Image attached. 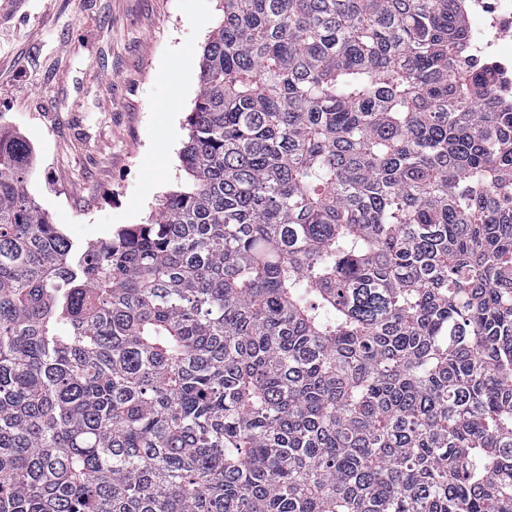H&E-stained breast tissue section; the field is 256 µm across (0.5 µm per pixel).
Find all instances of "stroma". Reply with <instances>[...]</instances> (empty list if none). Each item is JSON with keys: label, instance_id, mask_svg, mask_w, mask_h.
<instances>
[{"label": "stroma", "instance_id": "obj_1", "mask_svg": "<svg viewBox=\"0 0 512 512\" xmlns=\"http://www.w3.org/2000/svg\"><path fill=\"white\" fill-rule=\"evenodd\" d=\"M12 2L0 125L33 151L29 191L77 247L144 223L183 181L186 120L222 0ZM32 73L24 95H8Z\"/></svg>", "mask_w": 512, "mask_h": 512}]
</instances>
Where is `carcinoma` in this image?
<instances>
[{
	"label": "carcinoma",
	"mask_w": 512,
	"mask_h": 512,
	"mask_svg": "<svg viewBox=\"0 0 512 512\" xmlns=\"http://www.w3.org/2000/svg\"><path fill=\"white\" fill-rule=\"evenodd\" d=\"M464 0H224L190 187L77 250L0 129V512H512V104Z\"/></svg>",
	"instance_id": "obj_1"
}]
</instances>
